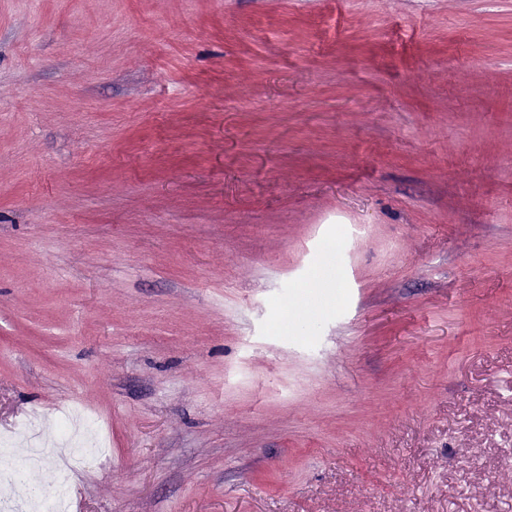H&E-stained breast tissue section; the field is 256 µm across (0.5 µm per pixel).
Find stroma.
<instances>
[{
  "label": "stroma",
  "instance_id": "stroma-1",
  "mask_svg": "<svg viewBox=\"0 0 512 512\" xmlns=\"http://www.w3.org/2000/svg\"><path fill=\"white\" fill-rule=\"evenodd\" d=\"M68 512H512V0H0V437Z\"/></svg>",
  "mask_w": 512,
  "mask_h": 512
}]
</instances>
